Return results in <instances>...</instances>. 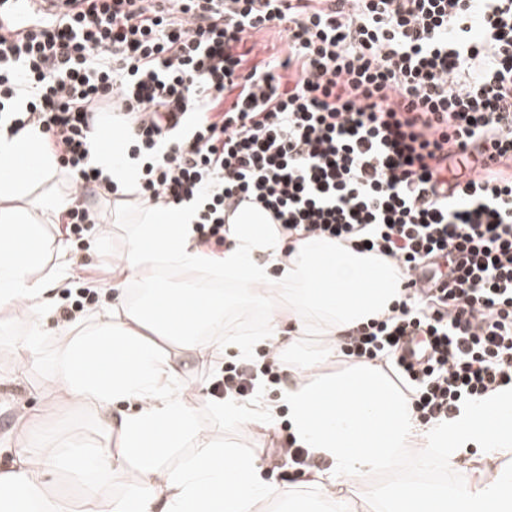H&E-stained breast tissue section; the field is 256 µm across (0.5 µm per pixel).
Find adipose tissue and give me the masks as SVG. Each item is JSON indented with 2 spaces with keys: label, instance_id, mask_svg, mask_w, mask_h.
<instances>
[{
  "label": "adipose tissue",
  "instance_id": "adipose-tissue-1",
  "mask_svg": "<svg viewBox=\"0 0 512 512\" xmlns=\"http://www.w3.org/2000/svg\"><path fill=\"white\" fill-rule=\"evenodd\" d=\"M96 164L119 194L137 182L135 161L124 158L120 141L103 138ZM0 311L34 329L16 348L19 371L29 369L35 334L45 326L51 292L62 284L37 276L44 253L41 205L26 200L35 183L56 169L51 154L38 151L31 132H0ZM125 251L114 257L117 281L144 277L157 260L187 269L209 265L196 245L191 214L183 208L138 207ZM224 281L244 289L243 298L266 310L254 338L227 342L204 335L223 320L224 302L184 289L168 292L164 308L133 305L124 296L59 349L63 370L48 387L71 403L94 407L107 442L72 449L65 461L44 449L0 448V512H75L72 500L51 490L58 466L90 487L82 512H258L278 502L283 512H356L350 487L392 468L402 452L439 454L456 461L477 446L476 475L460 486L433 482L393 484L378 512H512V390L471 404L460 417L421 425L410 399L381 362L339 361L345 336L387 315L402 287V274L384 258L329 238L288 237L256 206H244L224 246ZM321 337L316 355L288 363L281 398L301 447L327 461L329 470L310 474L318 496L298 498L263 476L259 459L223 446L199 431L194 413L175 392L178 362L168 349L176 342L197 357L232 351L248 357L261 345L271 356L288 350L287 338ZM193 437L197 451L179 467L168 454ZM135 467L138 481L125 495L112 492L115 472Z\"/></svg>",
  "mask_w": 512,
  "mask_h": 512
}]
</instances>
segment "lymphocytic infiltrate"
Returning <instances> with one entry per match:
<instances>
[{
    "instance_id": "obj_1",
    "label": "lymphocytic infiltrate",
    "mask_w": 512,
    "mask_h": 512,
    "mask_svg": "<svg viewBox=\"0 0 512 512\" xmlns=\"http://www.w3.org/2000/svg\"><path fill=\"white\" fill-rule=\"evenodd\" d=\"M71 2L0 30V130L33 132L77 194H112L104 107L137 197L189 209L199 245L223 247L249 201L282 234L392 260L400 299L343 351L390 366L421 424L512 389V0ZM269 29L283 55L262 56ZM282 370L230 363L218 386L249 401Z\"/></svg>"
}]
</instances>
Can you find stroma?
<instances>
[{"label":"stroma","instance_id":"1","mask_svg":"<svg viewBox=\"0 0 512 512\" xmlns=\"http://www.w3.org/2000/svg\"><path fill=\"white\" fill-rule=\"evenodd\" d=\"M93 206L107 217L103 228H91L79 236L68 237L60 233L58 224L49 221L44 225L46 250L43 257L45 272L61 273L67 283L90 274L96 281L91 289V299L76 318L92 324L94 313L110 304L116 296L112 279V257L127 245L128 227L111 222L112 199L100 196ZM65 287L56 292L54 303L57 312L52 324L45 328L35 359L23 383L11 382L17 368L16 345L28 334V327L0 318V446H18L31 440L41 443L50 454L63 455L70 445L94 448L103 440L100 418L94 409L77 407L55 401L46 389L52 376L59 373L63 363L58 356L61 342L67 333L68 320L64 315L71 300ZM225 361L219 357L197 358L184 355L180 358L181 378L178 393L195 410L198 427L221 442L233 445L242 452L265 462V477L278 485H289L299 495L310 496L316 489L302 477L301 466L288 461L277 447L289 433L288 408L280 406L269 429L258 432L244 429L234 419L215 412L211 407L212 382L224 374ZM44 404L45 409L29 423L25 431H17L16 415L25 406ZM429 475L437 484L448 486L473 478L467 460H459L455 467H448L441 457L422 460L407 453L401 456L396 467L374 474L357 486L355 497L370 512L375 499L397 480L415 481Z\"/></svg>","mask_w":512,"mask_h":512}]
</instances>
